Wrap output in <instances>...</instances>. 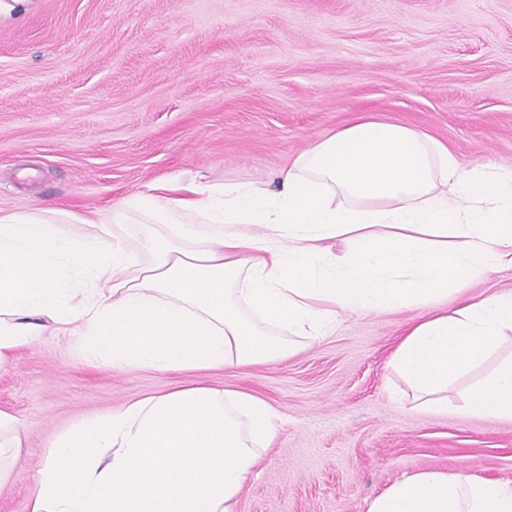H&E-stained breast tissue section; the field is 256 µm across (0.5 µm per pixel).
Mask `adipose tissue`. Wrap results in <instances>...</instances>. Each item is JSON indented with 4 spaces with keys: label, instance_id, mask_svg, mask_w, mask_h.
I'll list each match as a JSON object with an SVG mask.
<instances>
[{
    "label": "adipose tissue",
    "instance_id": "adipose-tissue-1",
    "mask_svg": "<svg viewBox=\"0 0 512 512\" xmlns=\"http://www.w3.org/2000/svg\"><path fill=\"white\" fill-rule=\"evenodd\" d=\"M90 216L0 213V367L77 336L113 370L206 372L281 361L338 315L427 306L512 267V166L464 161L406 125L361 117L267 183L173 178ZM139 225L129 243L124 225ZM512 339V290L430 314L391 365L422 406ZM458 408L512 420V352ZM282 420L238 389L178 386L80 421L46 452L30 512H237ZM367 512H512V480L461 468L391 483Z\"/></svg>",
    "mask_w": 512,
    "mask_h": 512
}]
</instances>
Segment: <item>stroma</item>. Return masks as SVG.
Listing matches in <instances>:
<instances>
[{
  "mask_svg": "<svg viewBox=\"0 0 512 512\" xmlns=\"http://www.w3.org/2000/svg\"><path fill=\"white\" fill-rule=\"evenodd\" d=\"M512 165V0H37L0 18V212L109 215L152 181L278 186L359 113ZM416 311H367L278 363L113 371L44 336L0 371L21 446L0 512H30L48 443L180 383L243 389L284 418L237 512H366L420 471L512 479V420L415 408L390 367Z\"/></svg>",
  "mask_w": 512,
  "mask_h": 512,
  "instance_id": "stroma-1",
  "label": "stroma"
}]
</instances>
